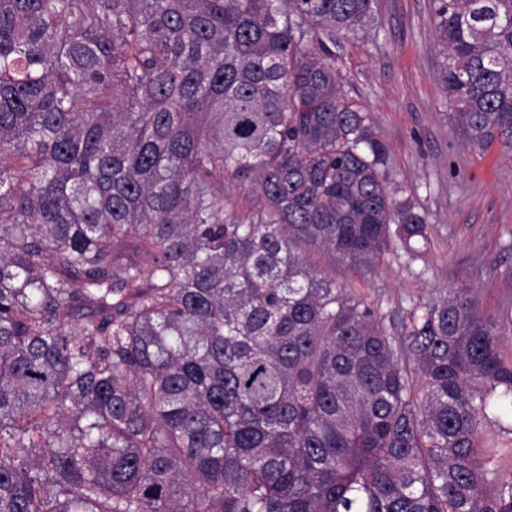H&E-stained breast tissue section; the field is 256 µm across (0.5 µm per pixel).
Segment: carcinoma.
<instances>
[{"label": "carcinoma", "instance_id": "1", "mask_svg": "<svg viewBox=\"0 0 512 512\" xmlns=\"http://www.w3.org/2000/svg\"><path fill=\"white\" fill-rule=\"evenodd\" d=\"M374 21L0 0V512H512L481 428L512 311L447 289L402 352L315 261L430 242L322 40ZM434 28L457 131L511 151L512 0H434Z\"/></svg>", "mask_w": 512, "mask_h": 512}]
</instances>
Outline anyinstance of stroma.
Listing matches in <instances>:
<instances>
[{"label": "stroma", "instance_id": "stroma-1", "mask_svg": "<svg viewBox=\"0 0 512 512\" xmlns=\"http://www.w3.org/2000/svg\"><path fill=\"white\" fill-rule=\"evenodd\" d=\"M366 32L329 42L349 102L368 112L389 150L385 180L398 196L427 211L430 244L418 255L397 248L364 278L330 257L348 292L387 313L394 343L417 304L442 289H480L485 313L512 308V151L501 143L466 142L453 125L435 41L433 0H374ZM494 442L502 479L512 478V411L482 421Z\"/></svg>", "mask_w": 512, "mask_h": 512}]
</instances>
